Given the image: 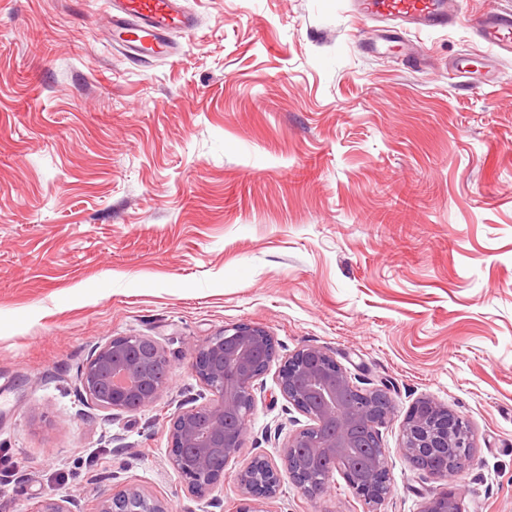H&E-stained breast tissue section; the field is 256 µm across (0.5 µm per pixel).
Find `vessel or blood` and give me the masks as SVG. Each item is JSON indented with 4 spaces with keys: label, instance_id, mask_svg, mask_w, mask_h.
Listing matches in <instances>:
<instances>
[{
    "label": "vessel or blood",
    "instance_id": "vessel-or-blood-1",
    "mask_svg": "<svg viewBox=\"0 0 512 512\" xmlns=\"http://www.w3.org/2000/svg\"><path fill=\"white\" fill-rule=\"evenodd\" d=\"M108 24L118 44L134 56H173L167 36L173 28L194 30L197 18L182 0H107ZM358 15L382 23V39L398 32L441 30L457 25L459 15L450 0H352ZM476 38L499 54H512V13L490 11L472 25Z\"/></svg>",
    "mask_w": 512,
    "mask_h": 512
}]
</instances>
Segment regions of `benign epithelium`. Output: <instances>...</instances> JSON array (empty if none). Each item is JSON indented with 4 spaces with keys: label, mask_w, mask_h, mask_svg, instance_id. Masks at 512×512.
Wrapping results in <instances>:
<instances>
[{
    "label": "benign epithelium",
    "mask_w": 512,
    "mask_h": 512,
    "mask_svg": "<svg viewBox=\"0 0 512 512\" xmlns=\"http://www.w3.org/2000/svg\"><path fill=\"white\" fill-rule=\"evenodd\" d=\"M164 357L150 336H117L96 348L79 379L87 404L105 410L135 411L157 402L167 379L157 371ZM191 369L213 394L208 402L171 419L170 460L188 487L209 493L224 475L227 463L246 440L254 411V382L275 358L273 336L262 327L226 325L203 345L191 348ZM281 395L310 424L296 430L284 446V468L256 457L236 474L242 495L250 503L241 512H270L277 497L281 470L308 497L311 486L327 483L322 465L331 460L356 495L378 504L392 493L388 461L380 427L393 414L387 394L355 385L349 372L325 349L296 351L278 372ZM406 456L427 465L446 463L444 477L462 471L472 448L468 423L448 408L418 399L400 427ZM98 512H173L135 488L102 501ZM423 512H461L452 493L432 498Z\"/></svg>",
    "instance_id": "7a95c632"
}]
</instances>
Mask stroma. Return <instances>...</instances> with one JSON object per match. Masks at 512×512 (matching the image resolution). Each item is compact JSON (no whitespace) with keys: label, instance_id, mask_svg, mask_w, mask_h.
<instances>
[{"label":"stroma","instance_id":"obj_1","mask_svg":"<svg viewBox=\"0 0 512 512\" xmlns=\"http://www.w3.org/2000/svg\"><path fill=\"white\" fill-rule=\"evenodd\" d=\"M171 57L114 49L105 0H0V512L46 497L98 512L128 487L174 512H239V470L278 463L304 427L281 364L325 348L384 390L391 495L370 507L333 474L283 479L270 512H512V57L469 21L512 0H458L461 23L363 52L351 0H184ZM426 59L403 66L404 54ZM268 330L243 447L212 492L174 471L168 429L206 390L190 349L224 325ZM167 355L158 401L86 404L79 374L116 336ZM421 397L469 422L465 469H413L400 424Z\"/></svg>","mask_w":512,"mask_h":512}]
</instances>
